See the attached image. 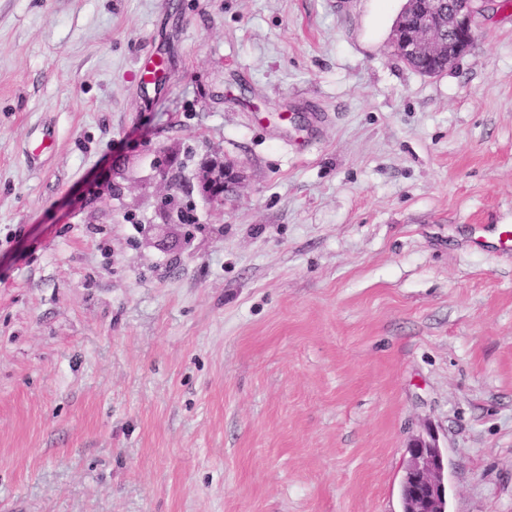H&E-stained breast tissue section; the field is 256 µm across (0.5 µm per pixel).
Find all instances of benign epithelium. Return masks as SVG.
<instances>
[{"label":"benign epithelium","instance_id":"benign-epithelium-1","mask_svg":"<svg viewBox=\"0 0 512 512\" xmlns=\"http://www.w3.org/2000/svg\"><path fill=\"white\" fill-rule=\"evenodd\" d=\"M479 0H452L443 7L433 0L430 7L419 12L414 22H402L404 55L409 59H443L453 66L470 49L476 33ZM231 174L226 169L210 170L202 176L201 187L208 189L229 186ZM406 473L417 486L413 495V512H445L446 496L444 457L432 432L417 437L410 446Z\"/></svg>","mask_w":512,"mask_h":512}]
</instances>
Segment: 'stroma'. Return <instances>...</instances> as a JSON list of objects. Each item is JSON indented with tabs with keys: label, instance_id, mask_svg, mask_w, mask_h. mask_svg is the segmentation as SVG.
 Wrapping results in <instances>:
<instances>
[{
	"label": "stroma",
	"instance_id": "stroma-1",
	"mask_svg": "<svg viewBox=\"0 0 512 512\" xmlns=\"http://www.w3.org/2000/svg\"><path fill=\"white\" fill-rule=\"evenodd\" d=\"M500 2L427 77L401 0H0V512H403L428 427L512 512ZM139 79L145 93L162 92L168 83L169 73L165 62L158 54H147L139 60Z\"/></svg>",
	"mask_w": 512,
	"mask_h": 512
}]
</instances>
